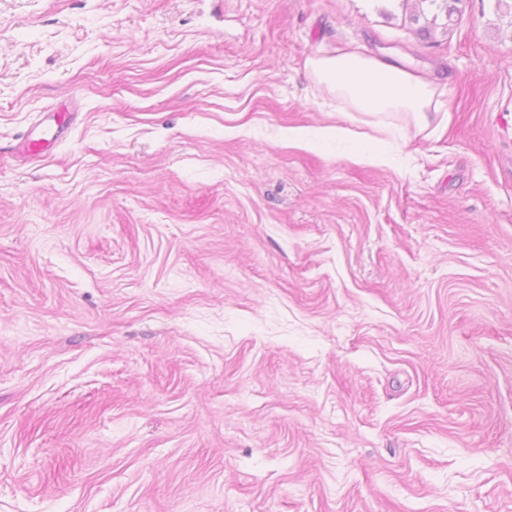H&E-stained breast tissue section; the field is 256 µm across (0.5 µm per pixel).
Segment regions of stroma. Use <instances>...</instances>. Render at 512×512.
<instances>
[{"mask_svg":"<svg viewBox=\"0 0 512 512\" xmlns=\"http://www.w3.org/2000/svg\"><path fill=\"white\" fill-rule=\"evenodd\" d=\"M353 51L447 128L338 114ZM0 512H512L493 0H0Z\"/></svg>","mask_w":512,"mask_h":512,"instance_id":"stroma-1","label":"stroma"}]
</instances>
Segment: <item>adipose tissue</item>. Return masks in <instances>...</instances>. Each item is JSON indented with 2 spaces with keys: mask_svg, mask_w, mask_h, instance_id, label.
<instances>
[{
  "mask_svg": "<svg viewBox=\"0 0 512 512\" xmlns=\"http://www.w3.org/2000/svg\"><path fill=\"white\" fill-rule=\"evenodd\" d=\"M312 77L336 95L341 112H360L376 121L404 115L415 133L442 123L444 107L440 83L356 52L311 59Z\"/></svg>",
  "mask_w": 512,
  "mask_h": 512,
  "instance_id": "adipose-tissue-1",
  "label": "adipose tissue"
}]
</instances>
